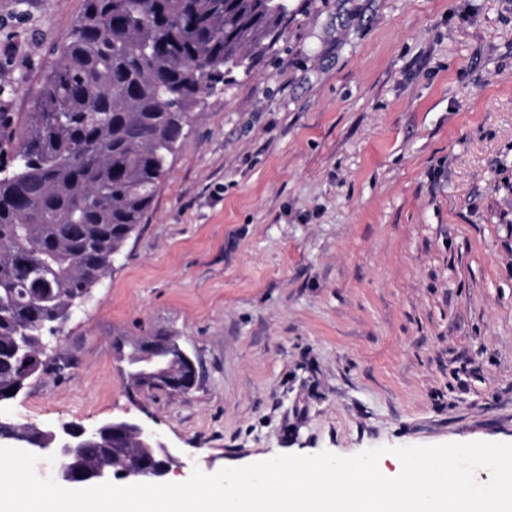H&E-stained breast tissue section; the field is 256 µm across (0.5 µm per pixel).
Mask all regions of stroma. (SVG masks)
<instances>
[{
	"instance_id": "35a3bbf8",
	"label": "stroma",
	"mask_w": 512,
	"mask_h": 512,
	"mask_svg": "<svg viewBox=\"0 0 512 512\" xmlns=\"http://www.w3.org/2000/svg\"><path fill=\"white\" fill-rule=\"evenodd\" d=\"M86 0H0V112H28ZM191 112L143 224L68 322L25 429L131 418L168 481L281 454L512 443V0H288ZM177 337L185 396L116 337ZM125 338L127 351H120V360L125 362L124 374L127 383L135 391L164 390L172 395L184 396L192 392L199 383V370L197 361L181 350V354L172 350L169 352L170 340L167 336H154L140 340V347L156 356H166L165 362L160 366L167 367L170 370L177 371L182 366L179 373H169L166 369H159L154 372V385L152 384L151 374L153 367L144 364L140 347L137 345V339ZM167 352L169 355L167 356Z\"/></svg>"
}]
</instances>
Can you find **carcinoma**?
Listing matches in <instances>:
<instances>
[{
    "mask_svg": "<svg viewBox=\"0 0 512 512\" xmlns=\"http://www.w3.org/2000/svg\"><path fill=\"white\" fill-rule=\"evenodd\" d=\"M288 0H86L30 112H0V394L54 360L72 311L152 207L190 112L267 49ZM120 352L151 391L135 339ZM90 464L114 462L112 436Z\"/></svg>",
    "mask_w": 512,
    "mask_h": 512,
    "instance_id": "1",
    "label": "carcinoma"
}]
</instances>
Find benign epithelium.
Masks as SVG:
<instances>
[{
	"instance_id": "7a95c632",
	"label": "benign epithelium",
	"mask_w": 512,
	"mask_h": 512,
	"mask_svg": "<svg viewBox=\"0 0 512 512\" xmlns=\"http://www.w3.org/2000/svg\"><path fill=\"white\" fill-rule=\"evenodd\" d=\"M140 347L153 355L165 356L170 340L166 336H154L140 340ZM182 370L172 374L165 369L154 372V385L173 395L184 396L199 383L197 361L183 354ZM112 431V443L123 439L135 440L136 448L121 465L109 467L86 464L89 458L88 442L99 434ZM13 443L39 456L53 459L57 467L53 479L61 486L70 488L85 482L104 483L114 480L127 484L158 481L169 471L173 455L160 434L151 427L132 419L114 418L94 428L61 426L39 431L19 430L0 420V442Z\"/></svg>"
}]
</instances>
